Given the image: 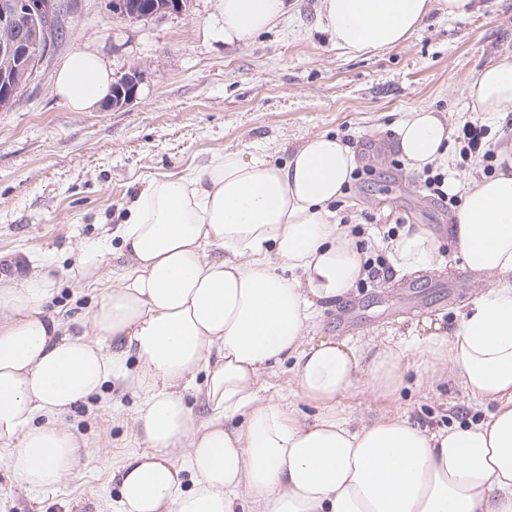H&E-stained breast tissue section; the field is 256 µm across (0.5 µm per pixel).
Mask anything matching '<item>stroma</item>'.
I'll return each instance as SVG.
<instances>
[{"label":"stroma","mask_w":512,"mask_h":512,"mask_svg":"<svg viewBox=\"0 0 512 512\" xmlns=\"http://www.w3.org/2000/svg\"><path fill=\"white\" fill-rule=\"evenodd\" d=\"M218 4L190 0L182 12L130 22L113 14L112 0H58L65 38L14 106L0 110V275L19 280L53 260L61 276L49 311L72 332L89 331L101 291L75 271L100 246L103 272L125 264L118 230L148 180L189 173L229 150L247 159L261 148L282 164L311 135L333 134L354 151L360 171L336 203L337 219L353 226L356 242L383 249L390 227L424 224L443 255L440 269L391 273L319 312L310 341H381L406 351V385L397 395L374 397L361 379L338 399L337 415L355 428L404 414L435 432L493 412L494 403L474 399L413 350L431 324L452 331L493 280L460 279L465 264L448 240L452 210L428 196L409 164L393 162L398 124L419 107L443 114L456 132L467 123L486 126L491 150L512 139V106L491 119L463 93L478 71L512 55V0H476L471 14L455 19L432 12L406 42L365 54L336 47L321 0H287L275 25L246 44L206 35ZM77 48L99 54L114 76L142 71L136 99L118 111L70 110L54 79ZM257 390L305 421L320 414L301 399L291 364L263 374ZM139 404L112 380L63 415L80 455L52 489L24 483L12 443L0 441V512H119L112 468L145 449L133 427Z\"/></svg>","instance_id":"stroma-1"}]
</instances>
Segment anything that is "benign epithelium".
<instances>
[{
	"label": "benign epithelium",
	"mask_w": 512,
	"mask_h": 512,
	"mask_svg": "<svg viewBox=\"0 0 512 512\" xmlns=\"http://www.w3.org/2000/svg\"><path fill=\"white\" fill-rule=\"evenodd\" d=\"M190 0H153L142 8L138 0H112V12L128 21L146 20L186 9ZM58 18L52 0H0V109L15 101L16 85L29 80L50 54V30ZM142 72L126 73L112 85L106 108L119 110L132 103Z\"/></svg>",
	"instance_id": "1"
}]
</instances>
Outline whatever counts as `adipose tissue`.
Segmentation results:
<instances>
[{
	"mask_svg": "<svg viewBox=\"0 0 512 512\" xmlns=\"http://www.w3.org/2000/svg\"><path fill=\"white\" fill-rule=\"evenodd\" d=\"M472 0H322L325 26L355 53L395 47L436 9L469 15ZM285 0H220L211 37L247 43L269 29ZM112 72L90 50L72 51L56 94L73 111L100 107ZM477 111L512 105V56L464 87ZM450 130L427 108L407 113L397 149L415 170L445 164ZM493 176L471 180L448 226L466 266L497 279L452 335L421 346L496 411L475 424L429 433L395 416L350 431L336 399L366 376L373 394L403 385L402 352L361 350L305 335L323 303L362 276L349 225L335 205L356 166L344 141L306 139L284 164L263 154L213 156L208 165L149 182L121 232L128 264L103 286L91 337L48 313L56 270L43 263L0 277V440L14 443L18 476L48 488L75 468L78 444L56 416L120 377L141 397L134 423L146 451L112 469L121 512H512V149ZM219 257H210V250ZM395 270L437 269L435 234L422 225L391 242ZM137 361L127 371V355ZM294 359L302 399L323 409L300 420L255 384ZM203 376L208 419L186 400ZM185 451L177 462L176 451Z\"/></svg>",
	"mask_w": 512,
	"mask_h": 512,
	"instance_id": "adipose-tissue-1",
	"label": "adipose tissue"
}]
</instances>
